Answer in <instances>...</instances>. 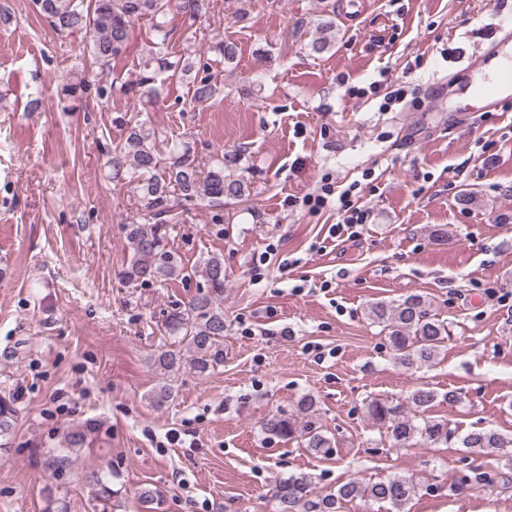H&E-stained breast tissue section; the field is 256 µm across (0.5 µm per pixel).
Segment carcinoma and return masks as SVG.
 <instances>
[{
  "label": "carcinoma",
  "mask_w": 512,
  "mask_h": 512,
  "mask_svg": "<svg viewBox=\"0 0 512 512\" xmlns=\"http://www.w3.org/2000/svg\"><path fill=\"white\" fill-rule=\"evenodd\" d=\"M37 14L45 19L60 37L77 32L82 35L84 54L92 67L105 74L112 61L127 52L132 27L142 18L152 21L154 41L145 51L142 70L135 80L124 84L125 95L134 101L153 98L158 86L177 82L191 85V102L209 103L223 89L209 70L212 65L233 61L237 55L234 43L219 39L207 46L213 62L202 61L199 50L189 45L174 57L168 52L171 11H176L188 25L201 26L209 18L210 0H33ZM320 36L306 44L312 54H322L331 47L329 34L336 24L330 18L318 23ZM112 123L121 127L122 140L106 150L109 179L115 185H133L146 208V223L124 225L132 245V255L121 271L127 283H162L183 274L184 267L169 246L167 227L176 218L178 206L198 202L216 212L239 206L249 198V184L241 172L244 151L218 149L206 160H199L190 143L171 144L158 140L146 129L141 114L117 116ZM207 293L194 297L184 310L170 314L165 322L169 335L186 342L191 358L166 350L155 364L163 371L180 369L183 364L205 375L224 359V257L211 255L198 270ZM370 316L383 325L387 340L399 365L415 372L430 366L439 350L450 338L448 323L431 313L423 296L408 295L398 301H380L371 305ZM450 403L460 400L450 391L444 395L417 387L406 402L375 398L367 405V413L393 448H438L450 443L456 434L448 420L431 415L438 398ZM315 404L310 398L298 403L297 417L282 414L270 416L263 423V432L271 439L299 441L304 447L327 458L335 452L332 441L315 417ZM17 407L10 396L0 397V441L13 433ZM91 426H79L67 432L66 448L78 450L85 446ZM463 448L503 451L502 485L512 484V436L493 429L468 432L459 438ZM419 485L413 477L394 475L385 480L366 482L351 478L334 492L316 495L312 478L307 473L291 475L274 484L271 497L277 512H342L345 504L360 500L387 502L392 512H406L408 503L417 495ZM119 490L112 480L96 479L90 484V501L94 512H114Z\"/></svg>",
  "instance_id": "1"
}]
</instances>
